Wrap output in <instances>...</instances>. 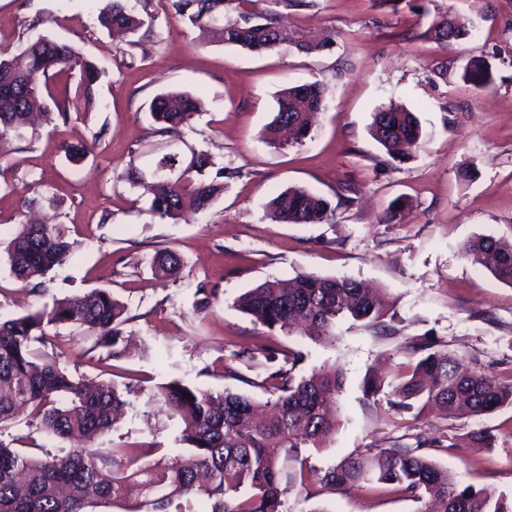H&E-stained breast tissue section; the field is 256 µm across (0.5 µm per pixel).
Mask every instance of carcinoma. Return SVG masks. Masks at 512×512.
I'll use <instances>...</instances> for the list:
<instances>
[{
  "label": "carcinoma",
  "mask_w": 512,
  "mask_h": 512,
  "mask_svg": "<svg viewBox=\"0 0 512 512\" xmlns=\"http://www.w3.org/2000/svg\"><path fill=\"white\" fill-rule=\"evenodd\" d=\"M175 13L209 33L211 42L250 52L272 51L292 41L312 53L329 46L335 33L313 44L294 37L285 17L257 7L260 0H168ZM234 7L238 21L224 22ZM107 29L136 36L145 25L126 0H107L98 15ZM425 34L452 44L469 38L471 28L444 10L434 14ZM103 71L67 40L41 36L15 52L0 51V146L30 123L34 107L68 121L93 104ZM460 78L474 89L492 80L485 58H472ZM201 102L184 91L159 93L150 105V119L160 136L179 131L198 114ZM325 87L318 81L288 86L277 97L273 120L264 130L269 144L282 147L281 136L297 143L311 133V117L326 110ZM370 133L384 149L386 162H402L405 152L423 137L416 115L381 107L372 113ZM241 170L215 167L211 156L198 152L190 163L170 150L146 168L131 154L118 180L137 186L151 180V210L176 220L189 210L201 211L224 192L225 180ZM281 224H321L330 220V202L300 186H290L268 204ZM463 252L498 280L512 285V241L478 236ZM13 277L28 284L56 274L73 258L74 246L55 224H19L7 248ZM176 252L163 249L153 260L154 272L172 276L180 270ZM237 308L271 331L291 334L311 327L315 342L336 345V326L344 320L378 328L389 310L373 289L347 277L300 274L288 280H267L247 290ZM126 307L111 291L93 289L35 310L0 320V512H92L102 501L134 504L131 512H285L284 495L304 482V469L290 467L300 449L321 448L336 430V411L344 388V372L327 365L298 376V360L268 375L270 398L263 404L247 395L213 392L184 379L157 387L152 400L161 413L180 426L177 450L157 448L145 462V448H101L88 441L110 432L130 405L135 390L115 383L87 384L61 365L64 352H48L49 329L71 324L107 350V358L124 356L122 326ZM411 370L393 386L391 405L411 409L417 402L448 417L481 416L512 405V382H495L463 367L461 360L426 340L406 346ZM31 409L27 426L54 439L74 440L64 455L46 449L15 448L4 442L5 425ZM323 486L345 488L363 483L389 484L422 504L421 512H512V502L492 491L458 488L432 460L408 448H381L369 456L347 457L318 477Z\"/></svg>",
  "instance_id": "carcinoma-1"
}]
</instances>
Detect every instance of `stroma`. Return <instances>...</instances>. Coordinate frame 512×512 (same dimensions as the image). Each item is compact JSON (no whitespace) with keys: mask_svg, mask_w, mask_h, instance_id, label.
Masks as SVG:
<instances>
[{"mask_svg":"<svg viewBox=\"0 0 512 512\" xmlns=\"http://www.w3.org/2000/svg\"><path fill=\"white\" fill-rule=\"evenodd\" d=\"M440 8L469 18L471 36L450 45L426 38V15ZM150 9L149 34L130 45L101 28L97 8L84 0H0V50L56 36L74 41L104 71L85 117L41 121L0 159V317L93 288L110 289L126 304L132 344L121 360L107 359L77 327L50 331L70 373L136 390L96 446L176 447L173 422L150 399L155 386L183 379L263 401L265 378L295 350L303 355L297 375L334 364L345 385L336 432L324 448L308 451L316 474L286 494L287 512H417L418 503L390 485L342 491L316 479L345 457L392 446L417 450L458 486L512 500V406L451 418L388 404L408 361L405 345L417 338L468 369L512 381V285L462 252L478 235L512 240V0H398L393 7L307 0L284 14L295 35L335 32L334 43L315 54L288 43L272 52L208 44L159 0ZM475 57L493 65L481 91L459 78ZM313 81L324 84L329 108L310 136L284 149L267 144L263 129L277 93ZM170 89L203 101L181 138L243 171L209 208L176 223L151 213L143 188L118 179L131 152L160 142L149 105ZM390 104L414 112L426 135L408 160L387 164L368 125L372 112ZM89 143L94 150L82 164L66 160L64 145ZM291 186L328 199L333 223L271 221L267 203ZM394 202L401 216L385 222ZM33 216L60 225L75 246L73 260L42 286L16 281L4 248L16 225ZM166 248L182 260L173 277L151 269ZM300 273L381 288L395 313L390 330L344 321L336 347L326 348L268 330L236 309L249 288ZM368 378L381 381L377 396H365ZM478 431L492 435L490 447L472 441Z\"/></svg>","mask_w":512,"mask_h":512,"instance_id":"35a3bbf8","label":"stroma"}]
</instances>
